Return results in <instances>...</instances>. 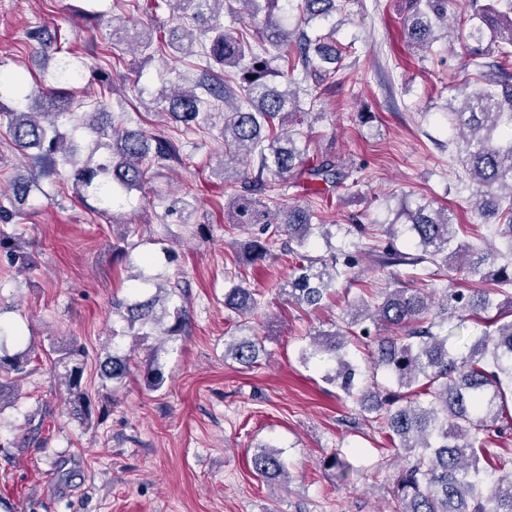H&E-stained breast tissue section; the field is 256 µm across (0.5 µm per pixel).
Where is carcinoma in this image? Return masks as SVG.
Here are the masks:
<instances>
[{"label": "carcinoma", "instance_id": "1", "mask_svg": "<svg viewBox=\"0 0 512 512\" xmlns=\"http://www.w3.org/2000/svg\"><path fill=\"white\" fill-rule=\"evenodd\" d=\"M172 14L192 12L198 23L197 36L186 33L182 24L168 28L158 37L135 32L128 41L141 48L158 42L156 51L174 52L198 48L205 62L202 78L193 86L174 84L160 93L165 115L194 131L207 120L211 101L224 104V146L221 167L224 189L231 190L224 212L229 223L256 228L258 234L244 246L245 261H264L277 243L298 258L294 277L279 291L298 305L318 307L336 288L344 274L340 267L359 264L357 253L309 256L297 251L312 239L328 240L326 224L312 223L310 210L300 205L267 207L255 198L276 179L301 170L307 178L334 188L349 176V168L332 156L304 163L305 151L288 134L286 126L296 121L298 84L336 74L341 53L330 41L310 38L299 28L284 29L275 18L283 0H162ZM247 6L248 19L264 13L260 37L253 39L247 27H226L219 16L228 11L239 16L235 3ZM475 8L472 24L464 38L467 66L481 67L480 59L497 47L500 73L479 72L482 85L464 95V105L452 111L458 125L470 136L462 152L464 163L479 193L477 210L486 226L506 239L508 254L501 257L491 247L458 240L461 225L452 223L446 209L421 205L407 212L405 225L410 243L418 250L401 251L394 224L385 228L389 242L375 255L377 264L408 266L416 270L415 285L397 282L383 288L373 300L360 299L346 310L344 324L332 331L309 337L307 360L320 357L331 365L325 380L336 385L345 398L363 413H374L389 432L391 444L404 451L405 464L393 479L389 493L398 503L397 512H512V468L483 447V437L504 438L512 432V129H500V119L512 120V82L507 66L512 61V0H469ZM344 8L341 0H302L301 24L305 27L328 19ZM448 0H409L404 19V37L420 50L438 38L447 27ZM280 60L285 69L274 66ZM301 71V78L291 76ZM16 88L17 107L4 109L11 143L31 156L50 173L58 163L70 166L75 183L89 187L99 178L108 185L100 201L112 205V192L140 187L144 165L176 157L174 143L162 136L151 137L141 130L115 135L106 100L93 104V111L80 116V128L106 144L112 157L96 166L75 158L67 147L70 139L62 127L74 120L71 99L58 91L24 92L22 82L9 80ZM254 161L256 174L237 168ZM456 265L463 276L477 282L474 288H429L441 268ZM135 290L155 289L147 298L134 296L112 302V312L123 322L112 331L114 350L103 364L102 376L120 385L129 376L131 357L154 330L175 342L186 333L185 310L173 304L178 285L161 284L138 270ZM252 290L238 283L224 291V308L241 315L256 310ZM474 317L484 327L481 336L466 352L457 351L445 334L451 318ZM129 338L133 350L121 351V340ZM371 348L369 365L351 360L350 348ZM262 350L258 334L228 349L243 366L255 363ZM58 363L72 410H86L82 390V350L71 343L57 349ZM31 360V348L13 354L0 348V373L23 375ZM385 372L393 387L384 393L371 390L364 381L377 385L378 372ZM253 473L267 482L288 479L281 452L271 447L257 449L251 456Z\"/></svg>", "mask_w": 512, "mask_h": 512}]
</instances>
